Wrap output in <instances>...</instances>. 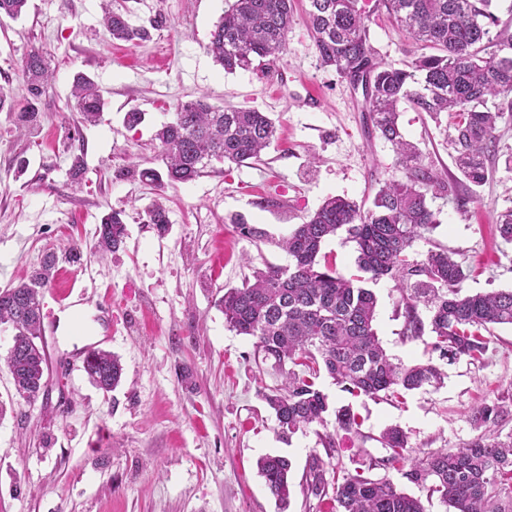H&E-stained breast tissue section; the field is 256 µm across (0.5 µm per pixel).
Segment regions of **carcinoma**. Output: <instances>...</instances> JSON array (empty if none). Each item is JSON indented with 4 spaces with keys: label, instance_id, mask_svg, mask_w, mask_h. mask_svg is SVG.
Segmentation results:
<instances>
[{
    "label": "carcinoma",
    "instance_id": "obj_1",
    "mask_svg": "<svg viewBox=\"0 0 512 512\" xmlns=\"http://www.w3.org/2000/svg\"><path fill=\"white\" fill-rule=\"evenodd\" d=\"M498 0H309L308 21L320 64L351 84L362 85L365 112L378 135L390 143L403 169L400 180L379 186L370 205L329 197L283 239L288 265L254 271L239 287L224 289L216 305L228 328L253 340L254 358L271 363L281 383L262 393L272 410L279 437L288 442L299 430L327 425L317 433L324 453L306 463L305 490L318 504L334 503L336 512H428L421 499L400 490L388 478L374 479L364 470L327 478L340 446L339 433L359 432L361 422L350 406L330 409L320 378L326 376L354 398L436 386L444 373L432 361L406 363L387 354L374 328L377 298L366 283L390 278L401 285L396 306L404 318L402 336L427 339L441 360L483 358L489 348L484 333L493 325L512 326V289L468 294L469 270L446 249L411 257L413 243L438 224L428 195L454 194L457 210L466 213L469 197L459 188L483 185L499 152L497 130L512 120V22L498 15ZM28 0H0V16L20 17ZM384 11L405 29L418 54L404 68L387 65L370 42L369 23ZM293 21L292 0H234L215 25L207 50L227 73L258 63H274L286 50ZM103 24L112 39L136 45L159 26L134 25L126 15L105 9ZM26 84L19 105L0 87V112L16 113L22 135L40 123V104L50 86L45 54L30 49L20 65ZM72 95L81 123L94 125L105 100L83 73L73 79ZM411 103L441 122L451 118L448 144L460 177L448 179L422 165L419 148L399 127V106ZM275 122L257 109H218L200 97L176 106L173 119L155 133L165 174L152 169L143 178L163 188L198 177L212 161L240 165L256 159L276 140ZM125 211L104 215L91 252L102 258L117 251L127 235ZM144 222L163 236L169 228L166 208L155 203ZM345 230L355 243L356 272L339 270L321 254L325 241ZM53 254L44 257L28 281L0 291V324L15 330L8 367L19 397L38 400L44 388L47 355L42 337L43 290L56 271ZM416 278L407 292L404 282ZM84 371L104 393L115 390L122 376L118 358L108 351L89 353ZM512 415V393L477 405L470 416L484 429L461 448L413 454L397 426L374 440L388 455L369 469L392 468L402 479L437 499L445 512H512V433L486 435ZM259 473L270 494L285 502L290 495L292 461L266 455Z\"/></svg>",
    "mask_w": 512,
    "mask_h": 512
}]
</instances>
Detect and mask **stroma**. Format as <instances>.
<instances>
[{
  "mask_svg": "<svg viewBox=\"0 0 512 512\" xmlns=\"http://www.w3.org/2000/svg\"><path fill=\"white\" fill-rule=\"evenodd\" d=\"M139 25L164 23L131 46L101 25L102 0H29L21 17L0 18V86L16 101L26 91L19 72L31 47L51 60L54 78L41 102V128L20 137L13 113L0 112V290L26 281L46 252L58 257L54 288L86 291L79 326L60 320L48 348V397L19 399L5 357L11 326L0 324V512H320L305 498L302 474L318 438L314 429L281 441L262 400L271 374H259L249 337L227 329L215 301L254 270L284 266L280 240L325 199L372 200L380 182L403 176L390 143L371 133L363 97L323 68L306 22L307 0H294V22L276 64L232 73L208 54L210 34L230 0H112ZM370 40L384 62H411L416 46L387 15L375 17ZM82 72L101 89L102 121L83 128L85 169L72 178L69 135L76 115L71 86ZM322 100L306 105L307 91ZM207 95L215 106L254 108L277 126V140L260 159L212 162L200 177L160 189L141 169L161 168L154 135L179 102ZM144 112L136 128L126 112ZM400 127L425 166L454 170L447 133L426 113L402 104ZM492 176L473 191L466 212L447 196L431 197L439 224L412 247H433L472 269L468 292L512 288V243L495 224L512 208V122L501 124ZM27 160L18 173V160ZM162 202L170 229L158 235L143 221ZM125 209V245L100 261L89 252L68 260L72 242L92 247L101 217ZM253 228L246 237L238 223ZM375 329L387 352L425 362V342L403 340L394 281L372 283ZM101 343L123 366L119 386L105 393L81 367L62 374L58 361ZM439 388L404 401L350 398L331 379L322 385L332 405L352 404L359 433L342 435L335 474L364 467L385 451L375 437L399 426L415 451L464 446L477 436L470 414L481 401L512 391V327H495L482 362L445 365ZM369 442H362L361 434ZM265 455L294 465L289 505L280 508L259 476Z\"/></svg>",
  "mask_w": 512,
  "mask_h": 512,
  "instance_id": "obj_1",
  "label": "stroma"
}]
</instances>
